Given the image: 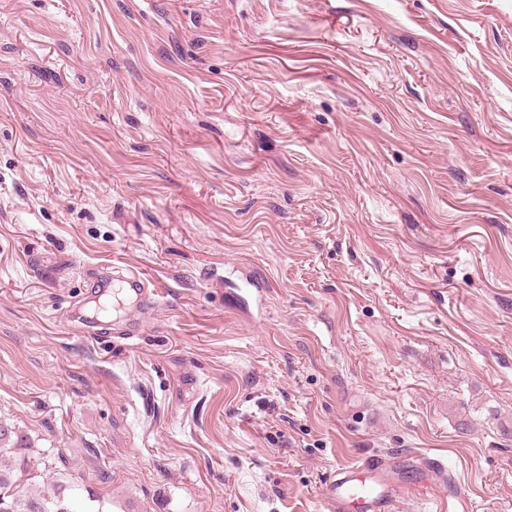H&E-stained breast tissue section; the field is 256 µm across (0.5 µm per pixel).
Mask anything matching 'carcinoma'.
Segmentation results:
<instances>
[{
    "label": "carcinoma",
    "instance_id": "carcinoma-1",
    "mask_svg": "<svg viewBox=\"0 0 512 512\" xmlns=\"http://www.w3.org/2000/svg\"><path fill=\"white\" fill-rule=\"evenodd\" d=\"M13 434L0 424V512H103L101 500L91 498L90 505L79 509L64 489L42 490L44 471L32 463L31 449L13 440Z\"/></svg>",
    "mask_w": 512,
    "mask_h": 512
}]
</instances>
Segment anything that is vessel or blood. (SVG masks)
I'll return each mask as SVG.
<instances>
[{"label": "vessel or blood", "instance_id": "obj_1", "mask_svg": "<svg viewBox=\"0 0 512 512\" xmlns=\"http://www.w3.org/2000/svg\"><path fill=\"white\" fill-rule=\"evenodd\" d=\"M396 461V456L387 454L337 468L325 492L329 512H391L403 489ZM406 464L430 487L435 512H476L470 486L441 458L414 453Z\"/></svg>", "mask_w": 512, "mask_h": 512}]
</instances>
